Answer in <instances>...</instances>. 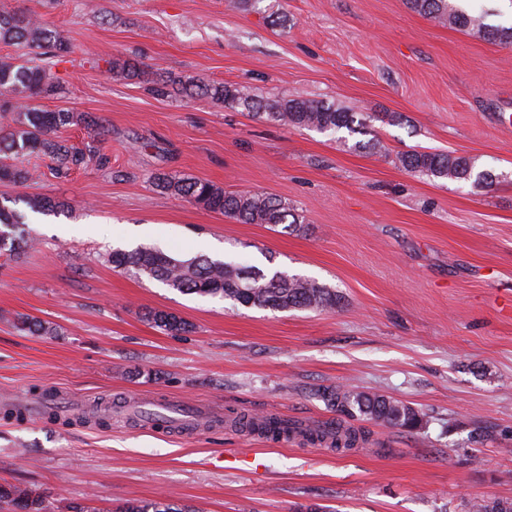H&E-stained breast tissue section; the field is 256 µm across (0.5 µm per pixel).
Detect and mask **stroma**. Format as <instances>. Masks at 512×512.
I'll return each instance as SVG.
<instances>
[{
  "instance_id": "1",
  "label": "stroma",
  "mask_w": 512,
  "mask_h": 512,
  "mask_svg": "<svg viewBox=\"0 0 512 512\" xmlns=\"http://www.w3.org/2000/svg\"><path fill=\"white\" fill-rule=\"evenodd\" d=\"M32 11L70 46L62 90L36 110L91 116L60 135L104 141L111 168L34 177L0 202L36 232L0 256V484L54 512L170 497L193 512H467L512 499V47L439 25L406 0H0ZM139 64L138 82L113 76ZM228 82L370 113L380 150L270 125L153 79ZM428 148L495 174L482 192L404 171ZM286 200L306 230L239 224L155 189L151 174ZM63 201L56 214L24 199ZM219 243L225 260L267 262L342 297L333 310L232 307L118 272L112 250L177 257ZM187 321L167 335L148 310ZM28 315L50 335L18 331ZM327 387L392 397L422 417L364 422L336 451L231 427L186 435L134 418L157 399L314 427L335 419Z\"/></svg>"
}]
</instances>
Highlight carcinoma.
Masks as SVG:
<instances>
[{"label":"carcinoma","instance_id":"obj_1","mask_svg":"<svg viewBox=\"0 0 512 512\" xmlns=\"http://www.w3.org/2000/svg\"><path fill=\"white\" fill-rule=\"evenodd\" d=\"M408 7L441 25L472 32L484 40L500 45H512V26H491L484 14L473 15L449 0H406ZM0 42L37 49L42 62L18 63L0 61V112L12 115L13 127L0 131V183L24 186L32 171L21 158L36 155L49 160L58 169L79 167L89 161L101 167L110 164L102 143L75 148L59 139L58 133L81 120L68 110L32 111L25 101L46 95L55 88V62L71 53L54 29L31 13L0 12ZM180 91L187 97L205 95L229 109L248 112L274 125L315 130L335 134L345 129L350 134H367V116L335 103L288 96L269 100L252 93L245 86L231 84L197 85L184 82ZM407 172L433 180L451 179L469 183L477 190L493 184V175L476 170L475 160L452 153L427 150L407 151L399 156ZM163 193L185 198L202 208L218 212L239 224H269L283 226L286 233L301 229L299 215L288 202L273 196L250 192H226L212 183L164 173L152 176ZM25 204L33 211L54 212L63 207L48 197L32 196ZM22 216L0 202V253L18 255L29 250L33 239L21 227ZM112 267L130 271L157 281L183 294H197L223 299L234 306L272 310L335 309L341 296L314 279L289 275L281 270L261 269L254 265L197 255L189 259L176 258L158 248L139 247L131 251L116 250L109 257ZM148 319L160 330L178 334L188 331L190 324L174 313L151 310ZM14 327L25 333L46 335L51 327L29 316L16 318ZM322 398L336 411L337 417L317 429L305 433L310 443H326L330 447L353 449L366 441L364 430L347 427L343 419L379 422L394 428L411 430L420 422L412 408L391 398L360 391L356 388H326ZM240 428L271 437L286 436L297 431L296 423L278 418L237 417ZM0 502L12 507V512H51L46 499L21 485H0ZM119 512H183L167 497L155 500H128ZM469 512H512V501L477 499L469 502Z\"/></svg>","mask_w":512,"mask_h":512}]
</instances>
